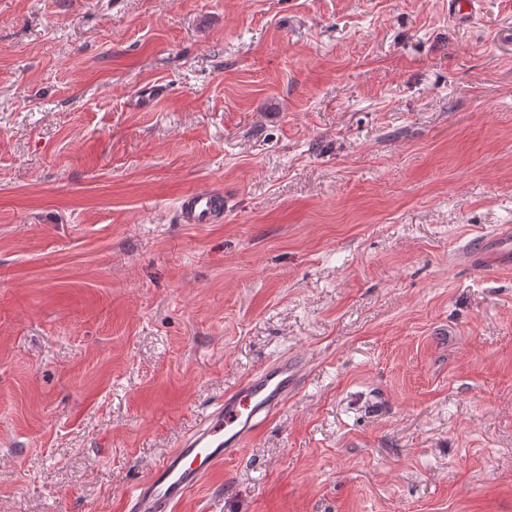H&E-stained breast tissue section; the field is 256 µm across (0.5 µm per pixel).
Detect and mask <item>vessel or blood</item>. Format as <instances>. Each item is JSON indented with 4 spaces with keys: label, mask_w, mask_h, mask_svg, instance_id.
<instances>
[{
    "label": "vessel or blood",
    "mask_w": 512,
    "mask_h": 512,
    "mask_svg": "<svg viewBox=\"0 0 512 512\" xmlns=\"http://www.w3.org/2000/svg\"><path fill=\"white\" fill-rule=\"evenodd\" d=\"M182 224H220L224 195L215 190L184 194L176 205ZM468 258L478 267L512 268V233L472 241ZM298 386L293 362L280 360L247 376L226 392L205 418L161 463L124 495L125 512H174L177 504L224 460L238 455L288 401Z\"/></svg>",
    "instance_id": "1"
}]
</instances>
